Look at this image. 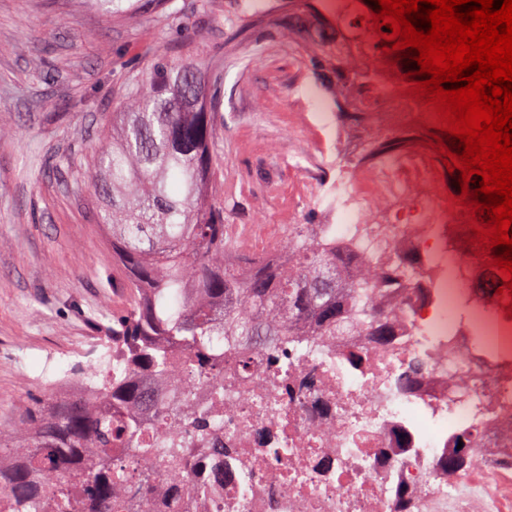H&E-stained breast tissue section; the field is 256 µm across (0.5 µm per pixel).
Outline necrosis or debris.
Listing matches in <instances>:
<instances>
[{
	"instance_id": "obj_1",
	"label": "necrosis or debris",
	"mask_w": 512,
	"mask_h": 512,
	"mask_svg": "<svg viewBox=\"0 0 512 512\" xmlns=\"http://www.w3.org/2000/svg\"><path fill=\"white\" fill-rule=\"evenodd\" d=\"M432 179L425 153L383 161L375 183L344 187L349 203L339 213L340 237L360 228L367 192L402 194ZM414 221L428 225L427 238L383 224V246L447 257L445 227L432 223L430 208L417 210ZM461 293L440 279L416 331L397 344L382 348L364 336H342L316 360L275 376L258 372L225 393L224 411L215 417L224 446L212 450L202 471L188 473L189 483L205 479L209 512H394L401 489L404 512H512V318L489 322L484 306H476L488 353L480 358L448 339V311ZM356 347L369 353L366 370L340 358ZM421 351L425 370L413 389H400L396 375ZM473 426L483 467L448 470L443 458L451 436ZM230 448L251 456V474L227 457ZM272 448L284 451L275 463Z\"/></svg>"
}]
</instances>
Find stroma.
I'll return each instance as SVG.
<instances>
[{
    "label": "stroma",
    "mask_w": 512,
    "mask_h": 512,
    "mask_svg": "<svg viewBox=\"0 0 512 512\" xmlns=\"http://www.w3.org/2000/svg\"><path fill=\"white\" fill-rule=\"evenodd\" d=\"M258 0H0V423L88 366L108 365L99 326L123 313V272L88 189L95 152L112 144L120 83L155 57L221 60L222 112L213 140L231 240L262 253L292 224L337 221L335 170L357 132L325 126L332 111L299 40L253 30L228 44L230 19L259 16ZM83 111L72 108L76 100ZM414 201L371 198L369 224H405Z\"/></svg>",
    "instance_id": "1"
}]
</instances>
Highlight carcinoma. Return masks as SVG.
Instances as JSON below:
<instances>
[{"mask_svg":"<svg viewBox=\"0 0 512 512\" xmlns=\"http://www.w3.org/2000/svg\"><path fill=\"white\" fill-rule=\"evenodd\" d=\"M374 0H281L277 23L298 30L322 83L336 88L341 126H359L370 112L392 108L398 118L367 133L344 159L351 170L377 166L424 146L432 128L415 121L423 106L401 94L417 70L381 50L371 30ZM365 15L368 20L361 22ZM396 64H390V61ZM212 66L194 57L161 58L116 99L112 147L97 154L91 188L99 221L112 239V260L127 274L130 307L105 328L112 367L87 368L85 393H46L0 430V512H162L169 491L184 485L189 454L182 445L224 443L210 407L223 400L224 380L267 368L293 367L289 352L356 333L380 344L415 327L413 300L430 289L413 272L419 256L383 253L377 272L362 265L364 242L339 241L327 224L288 231V259L270 263L224 238V203L215 184L212 150L221 90ZM440 186L460 195L459 171L439 162ZM452 245L464 262L468 288L496 299L489 315L506 311L500 274L474 276L463 211L454 208ZM478 431L459 434L448 453L451 471L476 463ZM139 461V497L118 449Z\"/></svg>","mask_w":512,"mask_h":512,"instance_id":"obj_1","label":"carcinoma"}]
</instances>
